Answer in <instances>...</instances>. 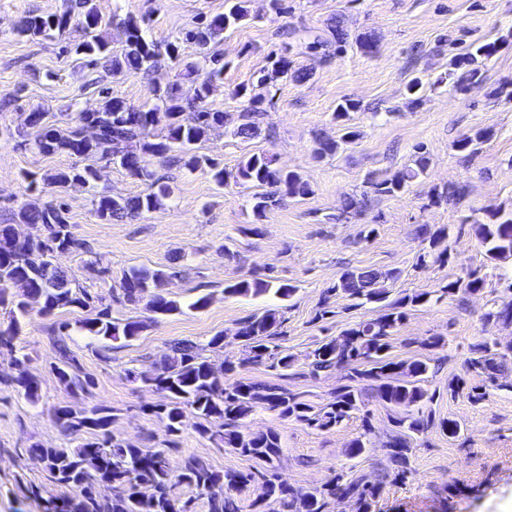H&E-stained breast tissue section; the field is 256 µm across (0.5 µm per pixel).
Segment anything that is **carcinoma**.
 I'll return each mask as SVG.
<instances>
[{
    "mask_svg": "<svg viewBox=\"0 0 512 512\" xmlns=\"http://www.w3.org/2000/svg\"><path fill=\"white\" fill-rule=\"evenodd\" d=\"M249 16L246 0H226L224 13L204 18L184 33L160 46L144 38L140 21L130 16L123 22L125 43L119 52L109 47L108 40L98 32L99 16L92 0H72L69 9L61 14L25 16L14 29L16 35L52 37L61 36L77 17L82 26L83 39L66 46V52L93 64L101 59L109 63L114 73L149 72L161 58L181 66L189 75L197 76L195 97L182 98L176 85L154 89L158 101L154 107H135L125 101L103 96L99 108L80 111L75 123L61 127L48 120V113L35 109L25 118V127L37 130L35 146L45 155L67 153L84 159L112 162L130 173L148 181L147 189L133 197L103 195L94 203V216L102 221L135 217L162 204L170 195L168 185L149 170L152 159L177 163L188 171L206 169L220 186L232 181L240 185L267 189L254 195L252 213L255 220L265 216L275 203V195L303 199L313 189L303 176L280 168L274 156L253 153L245 156L233 171H227L214 159L200 155L196 145L209 132L226 127L224 113L208 106L215 84L223 80L224 55L209 49L224 31L236 27ZM191 40L203 49L201 59L186 61L180 54V41ZM499 49L496 42L472 48L450 61L448 74L437 78L432 85L446 81L463 91L473 82L485 79L488 60ZM306 74L291 71L286 58L275 61L271 73L260 80L266 86L279 79L302 81ZM234 97L248 99V106L240 113L239 122L227 131L234 138L251 139L258 136L261 112L257 104L261 97L247 86L237 87ZM358 104L348 100L339 105L334 120L341 135L336 140L318 139L315 154L323 159L336 155L342 145L351 143L359 133L346 125L349 113ZM428 158L424 147H416L414 166L399 171L390 178H367V184L381 195L404 192L408 183L426 174ZM97 178V168L86 165L57 171L43 177V181L60 190L73 183L89 184ZM22 224L40 227L42 234L22 239L15 235L10 224L0 225V308L9 311L10 322L0 329V348L7 349L9 364L14 373L4 382L22 392L32 403L39 401V384L26 368L28 356L17 355L16 340L20 333L19 317L35 309L45 315L57 310L84 309L99 304L93 318L79 322V328L92 336L126 342L135 339L146 328L141 320L124 324L112 322L109 307L102 298L85 288H76L58 267L52 254L78 249L81 244L72 236L66 209L62 203H47L41 207L24 206L18 212ZM474 233L485 256L492 262L512 260V210L499 207L487 215V221H474ZM448 232L435 231L423 224L418 228L422 245L420 262L430 258L445 265L451 258L445 244ZM394 273H383L372 268H356L344 273L333 292H342L348 298L364 303H379L383 313L378 317L344 330L340 336L322 342L311 353V373L345 369L349 385L337 388L333 400L317 407L298 393H292L274 383L236 381L229 383L226 376L234 372L236 364L226 357L216 365L202 355L203 348L192 342L177 343L172 354L149 373L131 374L151 390L166 395L167 403L156 414L167 421V429L177 434L184 426L186 410L198 419L196 431L241 456L264 463L256 472L243 473L233 469H214L198 456L189 455L177 467H172L159 449L139 448L112 434L110 427L115 415L103 406L90 409L73 406L55 408V422L67 433L80 440L74 448H44L35 444L26 450L28 456L40 459L48 470L51 481L78 492V498L61 500L53 505L54 512H196L195 499L184 498L175 489L186 487L206 497L207 512H239L235 493L252 483L260 485L261 493L253 501V512H326L331 500L353 499L357 512H371L378 484L358 477L350 481L337 475L326 484L304 491L288 483L276 465L282 447L277 433L255 434L247 430L245 421L260 408L276 413L283 419L292 418L319 429L333 427L364 406L362 390L356 382L370 383L374 396L396 409L394 417L398 434L388 443L390 461L396 480L407 478L409 440L435 424L434 413L425 411L431 400L423 386L427 364L422 360L395 361L390 357L389 339L407 316V309L430 301L431 293L421 292L390 298L385 282ZM167 274L145 267L132 268L122 277L119 297L125 302L145 303L152 319L182 311L181 306L166 297L164 288ZM21 289L15 294L10 287ZM483 287V279L472 273L467 278L450 282L441 288L449 296L474 294ZM275 291L280 298L291 297L297 287L288 283L275 284L271 272L254 271L227 285L224 293L232 296L258 297ZM486 323L511 322L512 300L489 310ZM280 320L273 310L252 314L240 322L237 334L244 338L243 346L253 362L272 361L275 367L287 371L293 366L290 355L271 345L278 335ZM70 323L58 322L49 329V340L58 353L52 369L64 389L86 392L90 380L80 375V367L70 356L65 345ZM474 357L467 362V372L483 377L500 390L512 391V381L499 382V373L505 362H512V343L502 345L483 340L473 346ZM478 403L485 398L482 385H470L461 376L448 380V397L460 394ZM106 484L112 496L100 498L95 488Z\"/></svg>",
    "mask_w": 512,
    "mask_h": 512,
    "instance_id": "1",
    "label": "carcinoma"
}]
</instances>
